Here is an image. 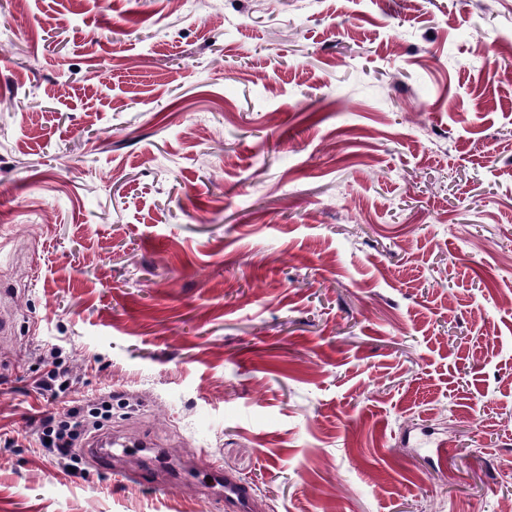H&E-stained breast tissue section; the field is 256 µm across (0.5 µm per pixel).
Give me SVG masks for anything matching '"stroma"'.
Returning a JSON list of instances; mask_svg holds the SVG:
<instances>
[{"mask_svg": "<svg viewBox=\"0 0 512 512\" xmlns=\"http://www.w3.org/2000/svg\"><path fill=\"white\" fill-rule=\"evenodd\" d=\"M0 237V512L512 507V0H0ZM62 350H56L51 361L53 366L38 382V387L51 396L65 393L70 388L69 370L62 360ZM109 400H112L111 394L92 401H72L73 404L62 413L42 417L34 430L40 447L48 448L58 462L77 471L81 458L73 452L71 441L65 439V431L71 424L78 426L87 414H101V418H108L109 415L105 412H109ZM100 410L104 412H99ZM46 438H50V443L46 442ZM152 444L136 438H128L124 442L113 441L112 432L100 433L94 440L90 442V448H82V452H89L99 458L105 464V469L112 473V461L116 457L126 454L133 448H149ZM103 448V449H101ZM198 464L214 478L224 483L225 512H253L255 510L252 489L248 484L231 474H225L223 478L220 465L206 451L200 452Z\"/></svg>", "mask_w": 512, "mask_h": 512, "instance_id": "1", "label": "stroma"}]
</instances>
